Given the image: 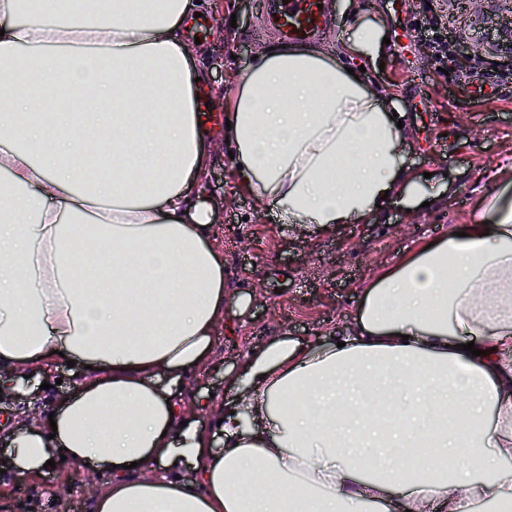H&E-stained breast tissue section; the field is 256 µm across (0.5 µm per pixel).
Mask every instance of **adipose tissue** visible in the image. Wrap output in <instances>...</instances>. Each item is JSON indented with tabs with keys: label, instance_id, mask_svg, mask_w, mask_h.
I'll return each mask as SVG.
<instances>
[{
	"label": "adipose tissue",
	"instance_id": "adipose-tissue-1",
	"mask_svg": "<svg viewBox=\"0 0 512 512\" xmlns=\"http://www.w3.org/2000/svg\"><path fill=\"white\" fill-rule=\"evenodd\" d=\"M200 10L0 0V391L62 358L88 367L52 423L16 430L11 469L111 474L95 512L512 504V203L499 194L483 221L377 274L341 337L255 350L217 413L222 447L179 410L174 385L209 355L225 302L182 33ZM228 118L233 178L290 228L364 224L384 194L413 191L407 129L318 49L261 51ZM103 159L111 175L90 177ZM185 463L196 481L180 480Z\"/></svg>",
	"mask_w": 512,
	"mask_h": 512
}]
</instances>
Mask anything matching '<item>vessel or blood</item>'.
Instances as JSON below:
<instances>
[{"label": "vessel or blood", "instance_id": "b4317fda", "mask_svg": "<svg viewBox=\"0 0 512 512\" xmlns=\"http://www.w3.org/2000/svg\"><path fill=\"white\" fill-rule=\"evenodd\" d=\"M329 0H272L265 24L289 43L319 39L330 15Z\"/></svg>", "mask_w": 512, "mask_h": 512}]
</instances>
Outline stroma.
<instances>
[{"label": "stroma", "mask_w": 512, "mask_h": 512, "mask_svg": "<svg viewBox=\"0 0 512 512\" xmlns=\"http://www.w3.org/2000/svg\"><path fill=\"white\" fill-rule=\"evenodd\" d=\"M268 0H223L224 16L235 26L216 24L206 12L194 34L201 44L199 83L206 95L223 92L232 101L235 82L274 38L260 21ZM333 22L317 46L343 63L365 69L364 79L406 112L410 125L406 164L427 207H407L394 196L375 222L344 224L335 232L301 233L272 220L257 200L235 184L224 141V111L214 113L215 136L206 141L211 163L204 194L224 205L213 222V237L224 252L226 301L212 351L177 387L182 404L209 397L197 411L211 432L214 409L230 401V385L246 357L281 336L325 340L346 331L373 276L415 249L421 237L447 234L456 224L481 220L490 195L512 188V101L469 102L456 97L446 77L433 69L430 48L395 38L419 0H330ZM380 27L389 43L383 58L349 52L356 22ZM251 295L248 307L239 296ZM82 365L60 362L31 372L18 391L0 396V512H59L67 497L70 512H92L84 471L62 466L35 478L7 470L2 450L23 424L38 423L80 382Z\"/></svg>", "instance_id": "obj_1"}]
</instances>
